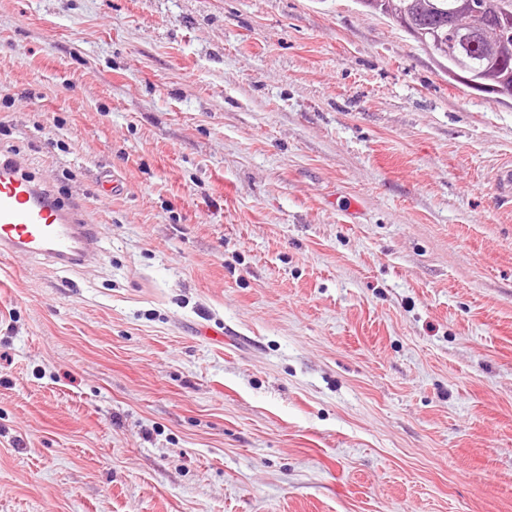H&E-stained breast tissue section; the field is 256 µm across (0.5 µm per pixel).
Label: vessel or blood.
Segmentation results:
<instances>
[{
    "mask_svg": "<svg viewBox=\"0 0 512 512\" xmlns=\"http://www.w3.org/2000/svg\"><path fill=\"white\" fill-rule=\"evenodd\" d=\"M95 234L81 214L61 206L16 158L0 159V253L32 252L83 264Z\"/></svg>",
    "mask_w": 512,
    "mask_h": 512,
    "instance_id": "obj_1",
    "label": "vessel or blood"
}]
</instances>
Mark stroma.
Wrapping results in <instances>:
<instances>
[{"mask_svg":"<svg viewBox=\"0 0 512 512\" xmlns=\"http://www.w3.org/2000/svg\"><path fill=\"white\" fill-rule=\"evenodd\" d=\"M358 0H0V512H512V97ZM66 209L30 175L17 158L0 157V252H32L48 259L83 264L95 239L91 224Z\"/></svg>","mask_w":512,"mask_h":512,"instance_id":"35a3bbf8","label":"stroma"}]
</instances>
